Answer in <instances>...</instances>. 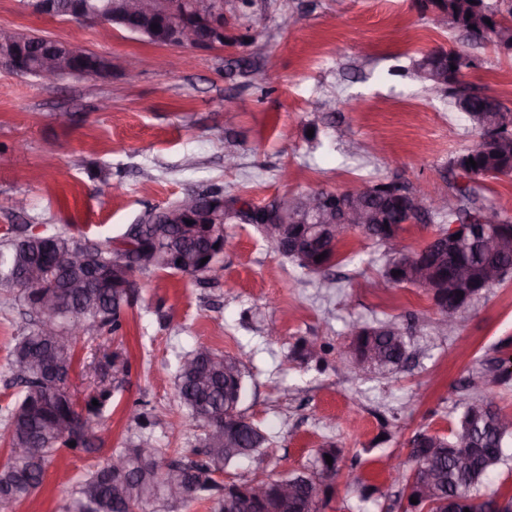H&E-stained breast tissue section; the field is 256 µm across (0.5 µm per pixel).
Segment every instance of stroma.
<instances>
[{
    "instance_id": "stroma-1",
    "label": "stroma",
    "mask_w": 512,
    "mask_h": 512,
    "mask_svg": "<svg viewBox=\"0 0 512 512\" xmlns=\"http://www.w3.org/2000/svg\"><path fill=\"white\" fill-rule=\"evenodd\" d=\"M237 6L224 0L228 44L193 53L0 0V26L78 42L112 61L109 77L52 85L0 69V240L21 225L115 237L192 190L265 204L396 179L427 199L447 194L450 160L478 134L446 91L402 76L434 47L473 58L462 84L512 108V54L472 45L416 0H253L244 14ZM63 110L69 123L56 119ZM101 168L111 169L108 180L97 178ZM228 233L207 285L167 272L138 281L123 327L129 372L94 421L108 447L135 432L138 412L163 451L193 447L198 430L182 419L176 374L180 356L201 344L244 363L242 410L271 435L266 455L226 469L224 481L310 468L331 441L340 471L322 512H380L402 489L386 458L407 461L415 432L448 434L464 400L491 391L512 415V384L490 376L463 384L484 359L512 362V277L476 300L451 336L424 289L381 281L385 249L360 233L347 234L342 262L323 276L301 275L251 225ZM384 319L407 330L408 362L353 379L339 355L352 322ZM25 322L13 293L0 289V419L18 391L8 351ZM273 323L280 332L271 338ZM303 340L331 350L304 360ZM88 464L82 452L59 449L40 491L10 512H58L69 491L62 477ZM355 477L380 496L361 500L347 485Z\"/></svg>"
}]
</instances>
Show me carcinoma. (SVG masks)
<instances>
[{
    "label": "carcinoma",
    "mask_w": 512,
    "mask_h": 512,
    "mask_svg": "<svg viewBox=\"0 0 512 512\" xmlns=\"http://www.w3.org/2000/svg\"><path fill=\"white\" fill-rule=\"evenodd\" d=\"M442 10L445 24L463 30L468 40L475 45L493 44L512 51V0H421V9L429 6ZM480 8L482 18L474 21L466 15ZM21 43L28 52L30 76L37 77L41 57L39 54L52 51L56 55L64 74L70 70L88 69L95 64L97 54L89 53L82 60L70 57L64 44L43 35H25ZM431 60L428 83H440L448 93L451 104H456L460 90L458 75L473 66L469 57L434 49L415 60L411 75L418 78L417 69ZM512 109L503 107L499 101L475 95L467 102V112L475 128H480L497 117L499 112ZM474 160L477 166L469 164ZM462 166V174L474 186L462 201V207L474 202L479 186L477 183L501 177L512 178V139L487 145L477 144L466 153L454 157L449 169ZM275 199L255 206L256 217L252 224L261 234H266L264 216L278 206ZM178 208L174 200L157 208V214L131 224L120 236L104 241L85 235L76 237L68 232H55L48 237L34 235L22 230L15 237L0 244V288L17 291L16 299L26 308L28 322L21 335L15 339L10 350L14 380L22 386V396L5 416L6 443L10 450L32 448L30 455L17 456L11 467L0 470V507H9L29 498L42 485L49 465L62 447L69 446L71 436L60 426V421L69 415L86 413L98 416L112 398L109 387L100 384L85 394L83 399L71 393L69 381L76 364V344L83 336L65 322L57 323L58 331L66 336L61 345L56 337L43 330L44 311L32 300L29 290L21 280L28 275L41 278L46 288H68L71 303L68 311L82 319V323L95 330L98 337L106 332L112 337L123 335L124 312L131 304L126 289L121 287L124 278L116 273V266L124 263L130 272L146 275L152 272L182 274L201 279L210 272L217 258L210 257L203 263L179 264L173 256H194L204 248L211 237L226 238L228 225L237 220L213 216L202 212L200 223L191 225L192 231L182 224L170 223V214ZM369 208L373 212L384 211L388 217L399 221L395 225L402 231L404 225L421 221V217L404 212L396 199H371ZM385 224L356 226L354 230L376 243H388ZM512 234V220L502 219L497 235H489L463 246L465 256L471 263L475 275H481L487 263L503 270L498 282L512 275V248L503 251L498 234ZM348 229L336 232L332 243L323 250L325 257L315 260L286 255L301 272L320 274L332 266L340 255V244ZM123 240L132 249L121 253L113 243ZM429 256L440 255L446 267L437 270V275L451 278L448 253L442 251L440 241L429 239L419 247ZM78 252L82 261L77 265L65 263L66 257ZM398 284L417 288L428 285L413 277L412 270L389 251L382 267L381 276L390 278L395 272ZM349 348L361 358L369 359L363 370H396L403 363L402 349L408 348L406 336L391 321H381L367 327V335L351 337ZM105 362L116 373H127L129 360L120 349L102 353ZM491 374L501 384L512 379V374L501 370L499 361L482 362L477 377ZM246 397L245 372L242 362L229 355L200 345L181 357L177 374V398L192 422L200 429L196 445L188 452L175 450L163 462L173 464V470L184 475L195 486V492L179 498L167 493L164 482L153 470L146 472L139 465V450L153 445V434L145 413L133 415L138 432L126 441V446L111 450L102 463L92 466L87 474L72 485L62 505V512H175L178 505L212 499L215 512H226L224 498L212 492L213 474L235 466L243 458V450L258 455L267 447L270 436L249 420L241 410ZM98 401L93 405L92 401ZM412 467L406 472L405 484H414L415 490L431 502L456 496L460 509L469 512H485L492 509L498 498L484 496L483 489L490 473L512 459V417L502 413L494 396L480 395L464 403L450 434L415 433L409 440ZM341 450L326 443L315 451L311 469L290 474L296 484L295 495L288 502L285 512H320L325 479L337 473ZM331 456L332 463L326 462ZM125 461L126 469L117 473L112 468L113 458Z\"/></svg>",
    "instance_id": "carcinoma-1"
}]
</instances>
